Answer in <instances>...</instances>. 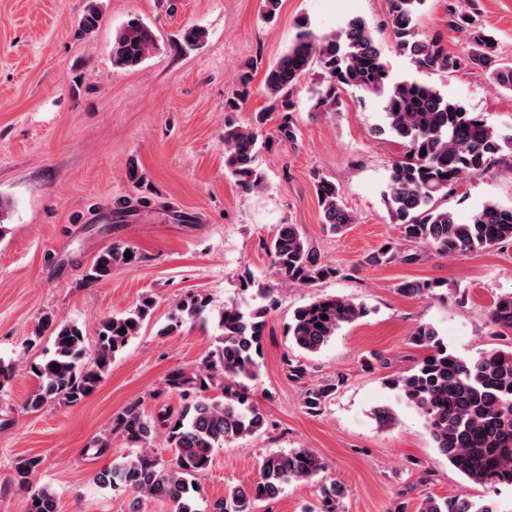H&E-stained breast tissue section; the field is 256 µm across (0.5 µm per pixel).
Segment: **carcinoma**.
Returning a JSON list of instances; mask_svg holds the SVG:
<instances>
[{"mask_svg":"<svg viewBox=\"0 0 512 512\" xmlns=\"http://www.w3.org/2000/svg\"><path fill=\"white\" fill-rule=\"evenodd\" d=\"M426 0H387L386 29L395 50L407 57L418 72L448 75L461 70H479L500 89L512 93V61L498 53L495 36L474 24L470 15L448 5L446 26L467 34L468 50L448 52L441 33H425L419 25ZM102 21L99 7L89 9L78 33L94 32ZM155 48L153 30L138 19L128 21L112 40V63L133 68ZM321 70L324 86L311 90V110L334 112L339 92L346 88L383 98L385 126L404 148L395 161L386 185V200L392 220L400 226V241L386 244L365 257L369 266L414 264L432 250L441 257H465L481 250L512 245V207L486 202L469 221L441 206L455 186L467 177L483 174L492 164L512 155V133L495 132L485 120L448 99L438 88L416 78H393L383 60L382 48L372 28L360 17L347 20L339 29L317 34L302 22L287 51L264 73L267 106L255 113L246 126L234 118L246 100L252 70L238 76L239 92L224 107V157L228 173L243 192L260 187L264 175L256 166L263 143L262 128L276 116V139L295 143L297 111L294 92L313 68ZM426 154H421V150ZM323 224L340 233L356 223L344 203L341 186L319 177L314 184ZM274 273L282 281L305 287L344 274L329 262L298 224H279L270 240H262ZM131 258H125V253ZM138 260L137 252L114 244L95 260L87 281L94 283L115 266ZM437 284L405 281L397 291L403 296L425 297ZM209 302L194 296L182 304V316L160 330L177 333L185 320L207 317ZM154 301L142 298L120 316L104 318L91 358H86L85 336L73 323L44 315L35 337H54L52 355L34 364L36 390L24 410L35 412L54 401L76 404L93 394L103 382L116 355L138 336L152 315ZM269 308L262 304L244 311L235 304L224 306L218 316L220 345L205 357L201 369L169 372L165 391L179 398V406L162 407L156 416L133 402L112 418V432L135 451L101 469L94 482L113 491H131L140 497L170 503L174 512H200L201 478L209 470L214 451L264 432L267 414L255 402L250 383L260 377ZM368 315L365 305L351 299L319 295L294 310L288 324L292 344L305 355L319 353L345 324ZM494 335H512V294L498 297L489 311ZM424 356L408 371L387 379L389 388L423 418L438 452L468 481L487 490L512 487V347L492 348L473 358L448 350L431 325L419 324L411 335ZM58 367H53V364ZM306 360L286 361L289 380L308 377ZM346 382L338 373L305 391L303 406L310 415L320 414ZM164 430L165 460L149 451ZM37 456L15 464L12 486L26 497L25 512H59L58 500L46 487L34 488L40 470ZM323 459L308 448L274 451L259 461L258 477L238 484L223 497L207 504V512H252L259 501L274 500L292 483H316L320 487V512H339L342 487L323 476ZM417 512H500L493 499L468 496L422 498Z\"/></svg>","mask_w":512,"mask_h":512,"instance_id":"carcinoma-1","label":"carcinoma"}]
</instances>
